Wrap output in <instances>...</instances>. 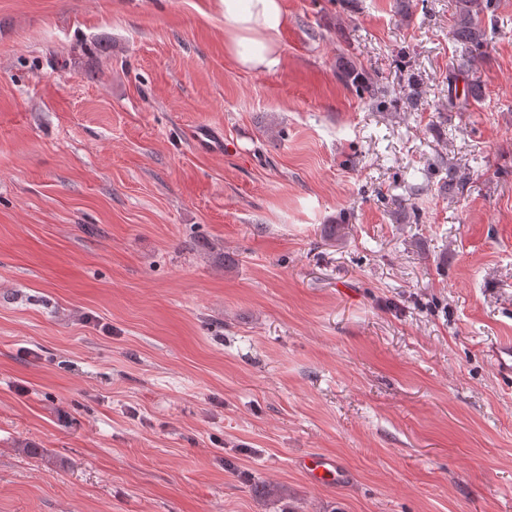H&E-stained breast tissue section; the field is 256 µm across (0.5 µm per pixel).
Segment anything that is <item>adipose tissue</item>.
I'll list each match as a JSON object with an SVG mask.
<instances>
[{"instance_id":"ef3b65f1","label":"adipose tissue","mask_w":512,"mask_h":512,"mask_svg":"<svg viewBox=\"0 0 512 512\" xmlns=\"http://www.w3.org/2000/svg\"><path fill=\"white\" fill-rule=\"evenodd\" d=\"M229 51L241 68L261 72L279 62V36L288 23L282 0H220Z\"/></svg>"}]
</instances>
